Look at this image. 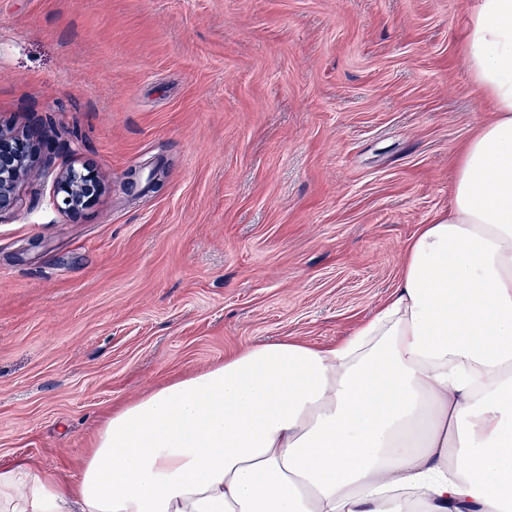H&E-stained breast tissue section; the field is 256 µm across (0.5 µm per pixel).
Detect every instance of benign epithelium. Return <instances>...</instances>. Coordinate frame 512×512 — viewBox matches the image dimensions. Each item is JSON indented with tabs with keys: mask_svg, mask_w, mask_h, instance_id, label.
<instances>
[{
	"mask_svg": "<svg viewBox=\"0 0 512 512\" xmlns=\"http://www.w3.org/2000/svg\"><path fill=\"white\" fill-rule=\"evenodd\" d=\"M52 153V145L42 138L38 128L15 135L0 127V214L13 208L21 180L45 167ZM100 192L98 173L88 163L56 178L57 207L69 216L81 214L96 201Z\"/></svg>",
	"mask_w": 512,
	"mask_h": 512,
	"instance_id": "7a95c632",
	"label": "benign epithelium"
}]
</instances>
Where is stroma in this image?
Wrapping results in <instances>:
<instances>
[{"label":"stroma","mask_w":512,"mask_h":512,"mask_svg":"<svg viewBox=\"0 0 512 512\" xmlns=\"http://www.w3.org/2000/svg\"><path fill=\"white\" fill-rule=\"evenodd\" d=\"M475 0H0V125L51 163L0 214V465L78 474L112 404L393 293L492 117ZM167 166L128 197V170ZM91 164L72 217L54 179ZM98 173L86 163L80 169L71 168L56 178L55 199L58 209L77 216L90 207L101 192Z\"/></svg>","instance_id":"35a3bbf8"}]
</instances>
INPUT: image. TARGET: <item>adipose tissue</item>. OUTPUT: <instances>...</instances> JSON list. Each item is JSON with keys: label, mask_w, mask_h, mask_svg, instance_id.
I'll return each mask as SVG.
<instances>
[{"label": "adipose tissue", "mask_w": 512, "mask_h": 512, "mask_svg": "<svg viewBox=\"0 0 512 512\" xmlns=\"http://www.w3.org/2000/svg\"><path fill=\"white\" fill-rule=\"evenodd\" d=\"M462 54L494 117L375 315L114 405L77 479L0 466V512H512V0Z\"/></svg>", "instance_id": "1"}]
</instances>
